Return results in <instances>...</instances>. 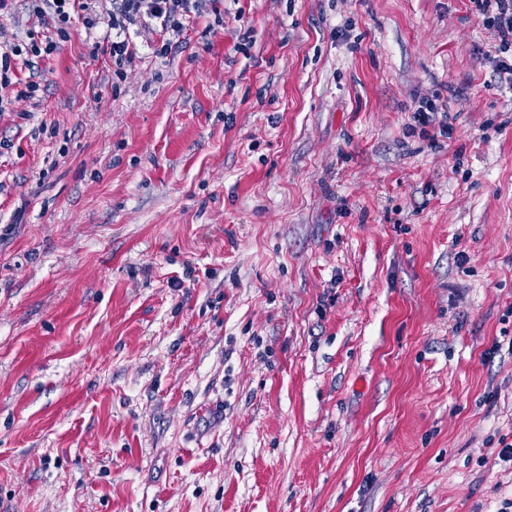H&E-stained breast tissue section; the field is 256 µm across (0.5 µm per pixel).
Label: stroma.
I'll return each instance as SVG.
<instances>
[{
    "label": "stroma",
    "mask_w": 512,
    "mask_h": 512,
    "mask_svg": "<svg viewBox=\"0 0 512 512\" xmlns=\"http://www.w3.org/2000/svg\"><path fill=\"white\" fill-rule=\"evenodd\" d=\"M106 31L0 112V505L498 512L512 91L473 0H207L123 80ZM436 99H430V98H423L421 100H418V105L414 109V115L413 119L415 122H417L420 126H422V135L429 140H433L434 135H430L427 130H425V127L429 124H432L433 122V116L431 114H434L435 112H439V110L442 109L439 108L436 104Z\"/></svg>",
    "instance_id": "obj_1"
}]
</instances>
